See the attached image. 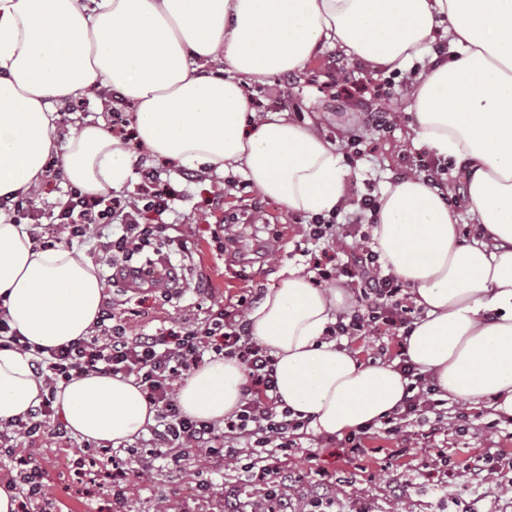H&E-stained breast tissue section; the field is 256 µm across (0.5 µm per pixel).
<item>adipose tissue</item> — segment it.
I'll return each mask as SVG.
<instances>
[{"label":"adipose tissue","instance_id":"adipose-tissue-1","mask_svg":"<svg viewBox=\"0 0 512 512\" xmlns=\"http://www.w3.org/2000/svg\"><path fill=\"white\" fill-rule=\"evenodd\" d=\"M440 39L442 61L431 55ZM331 46L413 72L417 135L471 171V240L447 196L417 176L383 193L371 237L423 310L411 361L449 398L492 399L512 414V0H0V198L32 194L52 157L85 194L130 181L133 161L103 123L56 133V103L96 90L132 103L155 160L240 172L287 211L332 212L347 176L334 146L287 113L257 114L244 90ZM279 277L247 319L274 358L281 407L327 435L399 408L406 381L393 365L361 362L325 336L348 295L292 264ZM103 292L90 259L42 246L0 209V307L30 345L0 350V426L46 393L33 349L88 336ZM246 380L237 360L214 357L182 381L180 407L223 424ZM54 403L74 436L115 446L156 415L133 379L95 371L60 384Z\"/></svg>","mask_w":512,"mask_h":512}]
</instances>
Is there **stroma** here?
I'll list each match as a JSON object with an SVG mask.
<instances>
[{"mask_svg": "<svg viewBox=\"0 0 512 512\" xmlns=\"http://www.w3.org/2000/svg\"><path fill=\"white\" fill-rule=\"evenodd\" d=\"M345 68L352 78L369 75V68L351 61L340 48H327L295 74L249 82L245 91L269 105L292 101L288 114L295 121L316 127L333 146L342 147L347 132L357 126L355 102L336 101L323 93L329 63ZM409 106V77L395 78L387 96L372 103L389 113L390 132H367L364 153L347 164L348 175L341 209L354 212L360 195L382 194L395 178L394 165L402 156L425 151L413 132ZM177 165L163 173L174 195L171 218L186 234L189 250L173 253V265H184L192 283L181 298L164 301L148 291L126 292L123 285L107 287L116 319L130 333L178 324L203 322L212 310L236 303L239 296L264 294L277 287L278 272L287 263L307 265L295 250L305 242L306 224L276 200L261 195L239 174L206 170L195 184L184 183ZM224 228V244L216 246L213 232ZM442 430L435 441L413 427L408 439L392 436L376 440V449L361 460L359 471L330 489L316 483V470L342 467L346 450L343 436L307 434L292 448L285 466V492L296 512L320 497H331L335 512H512V417L497 410L491 400L469 403L449 400L441 412ZM496 428H488L490 420ZM494 449L498 472L489 480H471L467 467L475 455ZM34 462L46 471L43 494L55 512H224L227 503L239 512H267L265 487L245 481L233 465L220 464L198 449L180 462L155 460L143 467L129 444L118 447L127 476L122 503L113 504L111 488L78 480L76 470L90 451L83 440L47 439L32 449Z\"/></svg>", "mask_w": 512, "mask_h": 512, "instance_id": "obj_1", "label": "stroma"}]
</instances>
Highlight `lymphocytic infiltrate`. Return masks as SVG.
<instances>
[{
  "instance_id": "f902f5d3",
  "label": "lymphocytic infiltrate",
  "mask_w": 512,
  "mask_h": 512,
  "mask_svg": "<svg viewBox=\"0 0 512 512\" xmlns=\"http://www.w3.org/2000/svg\"><path fill=\"white\" fill-rule=\"evenodd\" d=\"M136 171L140 182L134 195L103 198L72 188L48 211L38 207L30 197L15 201L13 218L36 224L49 220L57 233L66 234L71 240L115 226L117 236L104 242L103 247L124 263L151 246L174 245L179 251H187V237L169 233L166 217L172 210V197L160 178V168L140 165ZM356 206L354 217L345 224L334 213L318 215L309 221L308 238L320 247L311 256L316 272L314 284L346 277L358 302L353 311L337 316L329 333L340 337L385 336L401 347L413 330L414 309L406 303L402 282L384 271L380 253L358 240L363 217L378 215V200L365 195L357 200ZM336 238L347 241L344 254L329 252L326 243ZM250 305V300L242 298L232 309L216 310L198 325L133 337L124 323L114 321L111 306H104L97 321L99 335L37 350L35 371L43 377L48 393L26 420L18 421L16 435L32 444L45 436L66 437L63 426L50 423L53 393L58 384L89 371L131 377L149 404L157 408V423L142 445L145 456L177 461L189 449H205L210 457L240 465L248 477L263 482L269 490L270 512H289L288 501L277 492L281 476L276 459H268L261 465L246 460L243 450L273 443L279 452H288L307 431L308 424L276 411L274 359L266 349L248 339L246 311ZM210 352L236 359L245 366L248 376L243 405L225 418L220 431L209 422L185 416L175 399V379L199 366ZM397 368L407 381L402 406L381 417L379 423L368 424L349 435L346 443L351 454H363L365 441L371 435L400 434L403 419L428 424V413L442 406L436 385L407 357H400ZM428 426L430 433H438V425ZM13 436L1 432L0 447H10Z\"/></svg>"
}]
</instances>
